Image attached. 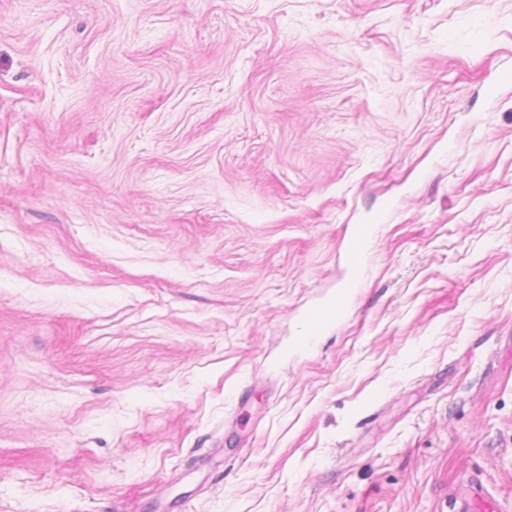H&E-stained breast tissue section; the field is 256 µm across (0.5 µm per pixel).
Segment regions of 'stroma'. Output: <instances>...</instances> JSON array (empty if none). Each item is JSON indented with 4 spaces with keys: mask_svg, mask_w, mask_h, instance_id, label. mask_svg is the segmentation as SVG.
Masks as SVG:
<instances>
[{
    "mask_svg": "<svg viewBox=\"0 0 512 512\" xmlns=\"http://www.w3.org/2000/svg\"><path fill=\"white\" fill-rule=\"evenodd\" d=\"M506 71L512 0H0V512H512ZM371 236L370 224H356L343 238L342 250L345 264L352 270L363 262L364 246ZM349 291L343 289L336 292V295L331 302L324 308L315 311L309 315L308 326L303 336H298L296 339L295 347L304 346L309 338L317 333L326 322L339 319L346 314L349 304Z\"/></svg>",
    "mask_w": 512,
    "mask_h": 512,
    "instance_id": "stroma-1",
    "label": "stroma"
}]
</instances>
